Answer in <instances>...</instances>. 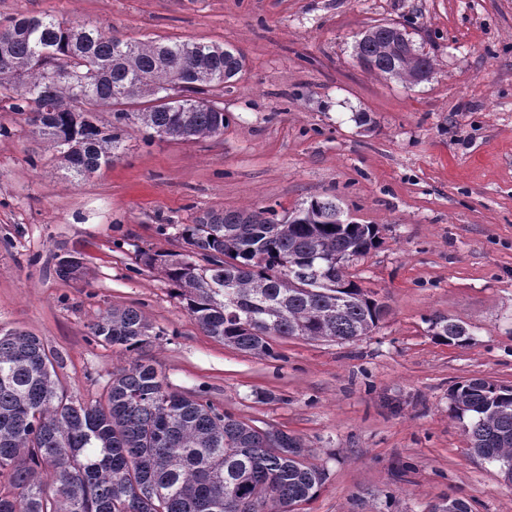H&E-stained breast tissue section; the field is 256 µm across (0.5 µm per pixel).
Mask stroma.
I'll use <instances>...</instances> for the list:
<instances>
[{
    "mask_svg": "<svg viewBox=\"0 0 512 512\" xmlns=\"http://www.w3.org/2000/svg\"><path fill=\"white\" fill-rule=\"evenodd\" d=\"M50 13L134 40L235 49L223 134L181 140L125 126L112 164L73 178L0 102V331L57 353L73 399H103L113 372L153 364L172 390L300 437L326 478L303 512H428L448 498L512 512L501 463L476 456L451 409L470 378L512 384V0H0V23ZM404 27L430 57L415 84L364 70L358 34ZM335 198L381 227L350 268L389 307L354 342L274 336L271 353L205 334L145 251L207 211H293ZM75 255L79 278L57 276ZM139 307L160 337L141 351L89 326ZM461 321L467 343L428 320ZM434 336L449 344L461 345L469 340L470 333L459 321L443 315H435L428 320Z\"/></svg>",
    "mask_w": 512,
    "mask_h": 512,
    "instance_id": "1",
    "label": "stroma"
}]
</instances>
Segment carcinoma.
<instances>
[{
  "mask_svg": "<svg viewBox=\"0 0 512 512\" xmlns=\"http://www.w3.org/2000/svg\"><path fill=\"white\" fill-rule=\"evenodd\" d=\"M400 28L360 34L354 56L367 71L418 82L429 57L402 47ZM244 56L193 40H122L88 23L44 13L0 27V101L40 113L38 135L76 177L118 156L116 127L89 114L108 106L157 135L191 139L224 132V85ZM82 109H77V104ZM188 253L143 252L176 286L209 336L256 355L271 336L353 342L388 313L347 275L379 239L375 224L344 218L336 198L315 197L283 218L273 209L207 212L178 230ZM434 336L461 345L470 333L443 315ZM90 334L127 351L159 338L141 310L114 308ZM59 356L36 336L0 332V512H291L310 501L325 473L302 440L260 428L208 399L170 390L142 362L112 373L105 403L60 387ZM451 407L469 418L470 448L505 464L512 482V384H455Z\"/></svg>",
  "mask_w": 512,
  "mask_h": 512,
  "instance_id": "1",
  "label": "carcinoma"
}]
</instances>
